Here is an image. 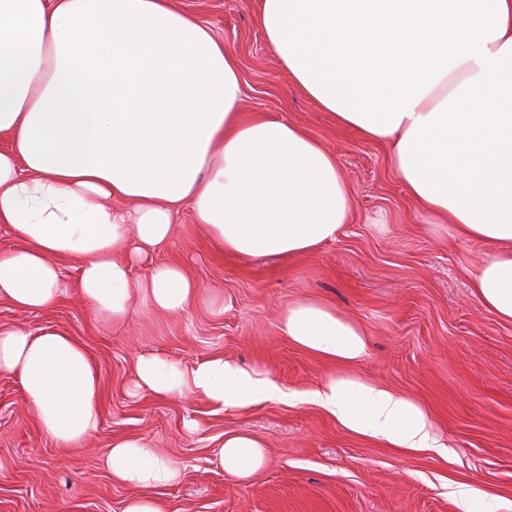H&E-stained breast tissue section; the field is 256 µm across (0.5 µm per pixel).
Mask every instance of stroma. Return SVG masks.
Returning a JSON list of instances; mask_svg holds the SVG:
<instances>
[{"mask_svg": "<svg viewBox=\"0 0 512 512\" xmlns=\"http://www.w3.org/2000/svg\"><path fill=\"white\" fill-rule=\"evenodd\" d=\"M193 14L237 58L244 112H264L305 129L336 155L353 209L335 239L295 260H242L212 247L191 209L175 218L156 255L183 264L196 301L168 314L136 306L120 324L97 319L72 284L77 263L61 259L71 287L51 308L22 311L0 301V326L57 329L85 345L102 379V418L77 448L38 428L16 377L0 373V512H123L131 489L102 458L113 441L147 440L176 462L180 481L152 490L163 512H478L495 497L512 512V323L475 298L468 269L487 249L423 229L422 209L389 163L387 144L335 125L298 87L268 42L259 0H164ZM321 297L364 327L362 377L415 399L447 453H406L348 432L307 393L335 365L288 340V304ZM156 351L192 367L220 354L267 372L281 398L222 410L187 393L132 392L137 354ZM200 430L189 433L186 421ZM245 431L265 445L247 479L220 467L214 442ZM462 483L471 505L448 493Z\"/></svg>", "mask_w": 512, "mask_h": 512, "instance_id": "35a3bbf8", "label": "stroma"}]
</instances>
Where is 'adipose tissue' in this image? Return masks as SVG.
<instances>
[{"label": "adipose tissue", "mask_w": 512, "mask_h": 512, "mask_svg": "<svg viewBox=\"0 0 512 512\" xmlns=\"http://www.w3.org/2000/svg\"><path fill=\"white\" fill-rule=\"evenodd\" d=\"M266 37L295 83L335 121L388 143L390 165L431 225L489 246L470 273L488 312L512 323V0H261ZM236 57L163 0H0V299L53 306L76 286L108 323L145 304L179 313L197 286L179 263L152 264L173 219L241 258L316 252L347 223L351 192L335 155L300 127L243 115ZM151 264L142 279L134 266ZM281 331L336 363L310 391L351 433L404 451H443L412 398L355 370L366 331L327 301L289 304ZM138 390L199 393L223 410L279 398L269 375L214 355L187 367L156 352L134 362ZM0 373L15 375L41 431L61 448L97 428L99 369L55 329L0 328ZM225 473L265 462L255 438L219 444ZM103 464L136 488L124 512H163L147 489L181 469L143 439L114 441Z\"/></svg>", "instance_id": "adipose-tissue-1"}]
</instances>
